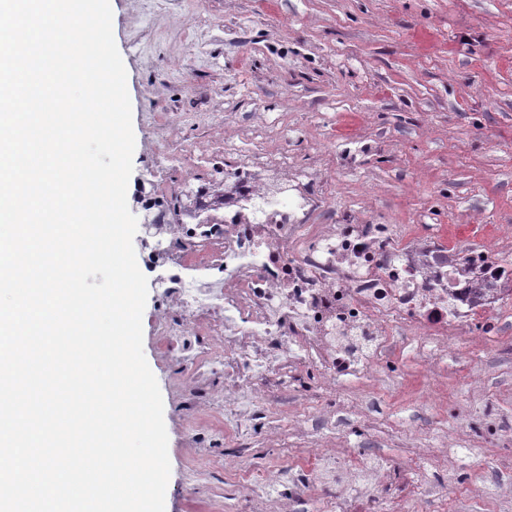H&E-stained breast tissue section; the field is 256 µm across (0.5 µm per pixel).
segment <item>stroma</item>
Listing matches in <instances>:
<instances>
[{
  "label": "stroma",
  "instance_id": "stroma-1",
  "mask_svg": "<svg viewBox=\"0 0 512 512\" xmlns=\"http://www.w3.org/2000/svg\"><path fill=\"white\" fill-rule=\"evenodd\" d=\"M127 71L135 136L132 188L141 200L165 172L154 146L162 120H180L184 144L210 134L201 98L237 125L287 145L292 165L325 164L337 220L412 224L459 247L512 226V0H110ZM167 308L148 284L143 350L164 404L171 474L165 512H249L241 468L295 474L328 433L389 466L411 453L416 430L446 448L450 465L423 456L418 472L444 490L448 512H512V314L492 340L449 350L436 380L423 369L428 340L400 336L387 363L309 398L314 373L288 393L298 408L331 405L335 427L306 417L305 435L276 447L255 435L247 454L210 443L213 466L195 471L179 361L155 340Z\"/></svg>",
  "mask_w": 512,
  "mask_h": 512
}]
</instances>
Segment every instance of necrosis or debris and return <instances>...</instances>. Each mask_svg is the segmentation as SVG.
Instances as JSON below:
<instances>
[{
    "label": "necrosis or debris",
    "mask_w": 512,
    "mask_h": 512,
    "mask_svg": "<svg viewBox=\"0 0 512 512\" xmlns=\"http://www.w3.org/2000/svg\"><path fill=\"white\" fill-rule=\"evenodd\" d=\"M202 118L217 134L210 145L171 152L172 126L159 145L185 170L183 206L152 204L150 262L171 308L156 321L159 343L192 383L194 413L223 420L227 446L278 439L282 398L302 372L328 389L370 373L399 334L433 339L438 360L470 335H497L512 309V254L461 251L406 224L336 223L321 170L296 176L287 150L263 151L251 131L224 141L223 113ZM333 463L352 476L367 468L341 439L321 441L300 476L322 512H393L409 463L375 472L359 500L337 495ZM240 477L252 512H299L301 490L271 496L281 478L267 468Z\"/></svg>",
    "instance_id": "necrosis-or-debris-1"
}]
</instances>
